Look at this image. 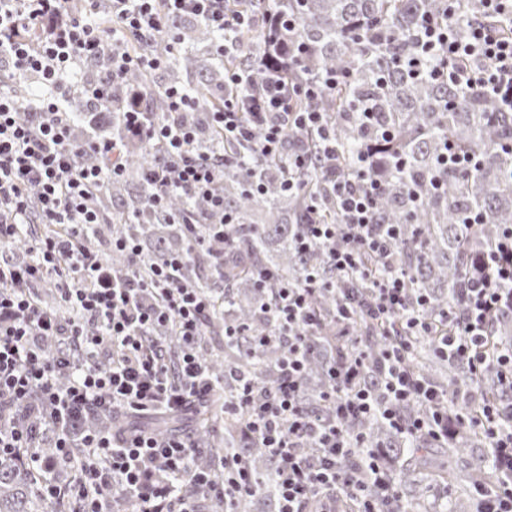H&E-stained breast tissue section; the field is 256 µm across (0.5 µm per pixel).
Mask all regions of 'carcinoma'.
<instances>
[{"label":"carcinoma","instance_id":"cac0c4a2","mask_svg":"<svg viewBox=\"0 0 512 512\" xmlns=\"http://www.w3.org/2000/svg\"><path fill=\"white\" fill-rule=\"evenodd\" d=\"M232 10H268L283 20L296 19L292 31L282 29L279 42L272 31L254 33L238 29L232 37L243 52L224 57L218 66L212 53L216 36L204 27L178 22L174 26L180 48L163 39L159 48L173 53L167 84H183L195 93L202 114L221 101V96L239 93L224 84V73L249 70L254 84L267 72L266 65L285 67L289 80L322 79L332 72L345 75L334 92L315 101L335 122L340 170L348 172L356 155L374 147L383 183L378 207L383 222L402 225L396 244L398 257L408 270L411 294L426 293L431 312L439 316L448 305L461 304L460 289L473 271L472 257L489 250L504 227L512 225V109L494 103L477 91L463 92L451 82L416 76L398 64L411 46L413 32L422 18L440 15L443 0H232ZM134 85L148 86L153 110L164 111V84L146 74L128 76ZM369 107L380 125L393 134L389 142L376 145L362 125L356 109ZM288 142L314 151L316 140L288 130ZM224 153L244 162L224 172V209L235 215L232 236L235 250L224 257V318L221 321L247 326L261 325L257 310L258 291L248 279V268L264 266L296 281L311 266L326 268L323 249L301 255L293 248L296 224L310 200L320 206L326 221L338 220L336 202L329 184L310 179L300 193L284 190L282 162L269 158L257 164L239 145L224 141ZM146 155L128 154L127 172L115 190L139 183ZM136 214V223L125 229L146 241L156 255L181 252L187 247L185 229L167 224L146 208L141 196L131 197L118 213L121 221ZM479 215L476 224L465 217ZM214 262V252L194 253L188 267L193 277ZM316 306L328 321L336 310V297L325 293ZM355 329L367 355L366 381L379 374L378 363L385 345L398 332L395 324L380 326L365 319ZM413 355L410 366L436 387L448 391V414L471 410L479 402L512 403V392L493 374L471 381L466 366L449 361L433 350L426 338H407ZM512 348V311L506 309L494 322L489 352ZM347 351L343 337L327 327L307 367L303 402L315 413H326L321 403L330 380L327 366ZM282 350L274 345L258 346L242 336L224 345V369L245 373L257 385L268 387L277 377ZM239 425L224 419V449L240 454L262 480L258 496L276 504V463L256 441L241 438ZM350 429L382 451L387 467L402 492L405 507L413 512L432 483L449 482L455 494L448 496L442 512H464L462 497L474 483L497 477L484 437L462 430L448 437V445L426 439L407 440L381 418L360 420ZM34 475L12 459H0V512H40L33 492Z\"/></svg>","mask_w":512,"mask_h":512}]
</instances>
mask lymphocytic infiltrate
<instances>
[{"instance_id":"obj_1","label":"lymphocytic infiltrate","mask_w":512,"mask_h":512,"mask_svg":"<svg viewBox=\"0 0 512 512\" xmlns=\"http://www.w3.org/2000/svg\"><path fill=\"white\" fill-rule=\"evenodd\" d=\"M69 2L0 0V62L13 78L38 84L23 100L0 87V458L34 471L36 495L55 512H202L206 501L236 512L238 500L260 487L237 454L225 453L220 469L201 468L190 435L101 428L96 421L113 414L187 412L222 385L200 351L215 314L218 272L193 280L184 271L198 249L215 242L225 250L235 246L229 230L236 218L224 210V171L238 161L223 148L203 145L194 119L199 103L186 88L167 87L159 120L126 76L169 66L155 46L175 19L215 32L220 59L238 49L227 33L250 18L228 11L224 0H83L79 12ZM457 2L448 0L441 16L425 18L406 67L512 105V39L501 31L512 25V0H481L484 16L473 19L463 36L456 32ZM103 11L112 17L110 27L98 21ZM133 34L143 45L136 55L124 49ZM87 64L98 69L97 82L82 80ZM225 81L247 93L208 113V125L260 156L287 154L286 190L302 189L309 175L323 177L340 214L338 222H326L316 202H309L295 236L300 252L325 249L333 277L311 267L294 282L253 267L255 286L271 294L262 310L272 321L255 330L224 327L225 340L249 335L284 351L273 385L238 376L227 405L241 413L242 432L277 462V512H308L313 503L317 512H338L345 498L358 501V512H405L382 453L348 429L354 420L375 416L407 437L439 439L459 428L482 432L504 479L476 490V512H512V429L500 426L512 410L487 401L475 413L451 419L447 394L413 371L406 342L436 336L437 354L466 364L471 378L493 372L512 389V350L486 351L492 321L512 306V226L473 258L462 306L441 312L448 330L436 334L427 296H411L407 288L408 272L395 251L401 229L381 221L382 183L372 153L359 155L348 173L337 168L335 128L315 101L336 88L338 75L320 84L290 82L274 68L256 87L243 72ZM117 87L124 91L118 135L74 141L69 99L81 95L91 108L104 110ZM301 97L309 99L307 108L295 107ZM292 128L312 134L317 150H288ZM135 146L149 157L141 172L146 206L187 230L186 251L159 262L139 238L117 230L103 248L88 245L112 221L98 198L123 178L124 159ZM176 197L195 200L198 212H170ZM33 222L46 231L32 240L28 260H18L15 246ZM113 253L125 257V273L114 270ZM353 275L369 280V295L351 288ZM48 278L58 295L52 308L38 295ZM324 292L339 299L341 332L363 315L379 324L397 321L405 339L384 350L373 388L363 382L365 355L353 343L350 354L329 367L332 386L323 398L333 415L319 419L302 405L301 386L312 339L323 328L316 299ZM171 329L178 336L173 347L163 341ZM412 404L424 407L425 415L406 416ZM308 442L316 455L304 453ZM58 469L73 471V478L50 480L49 472Z\"/></svg>"}]
</instances>
